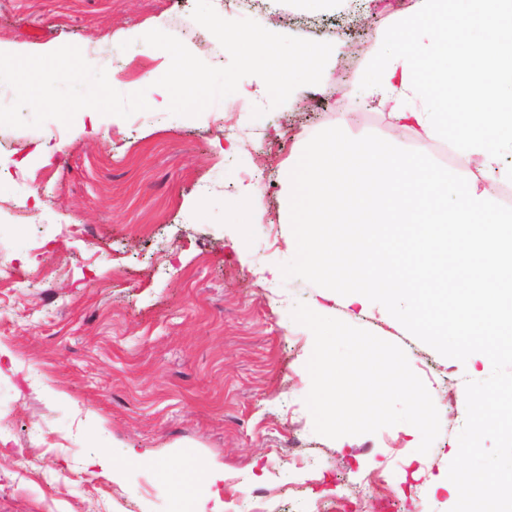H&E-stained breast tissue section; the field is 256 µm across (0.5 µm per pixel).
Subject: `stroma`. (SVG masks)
Returning a JSON list of instances; mask_svg holds the SVG:
<instances>
[{
    "mask_svg": "<svg viewBox=\"0 0 512 512\" xmlns=\"http://www.w3.org/2000/svg\"><path fill=\"white\" fill-rule=\"evenodd\" d=\"M211 2L234 20L337 42L347 78L328 71L297 88L287 108H270L264 82L248 76L196 117L103 115L96 134L55 119L0 126V343L19 360L0 365V512H193L213 462L228 476L229 512H252L257 488L269 492L265 512H373L379 503L386 512H451L458 490L439 484L458 453L465 385L490 376L488 357L441 356L382 305L337 296L338 319L405 350L441 433L423 455L420 433L403 423L319 435L305 404L313 335L292 311L326 303V292L278 274L294 256L283 188L316 133L341 121L355 138L415 143L355 83L390 12L374 8L363 29L344 7ZM195 4L0 0V43L76 45L130 94L169 66L124 47L132 30H163L207 64L229 63L193 20ZM230 139L237 153H225ZM251 191L260 195L256 213H236ZM126 446L143 460L127 461ZM106 460L121 468V482L101 476Z\"/></svg>",
    "mask_w": 512,
    "mask_h": 512,
    "instance_id": "obj_1",
    "label": "stroma"
}]
</instances>
